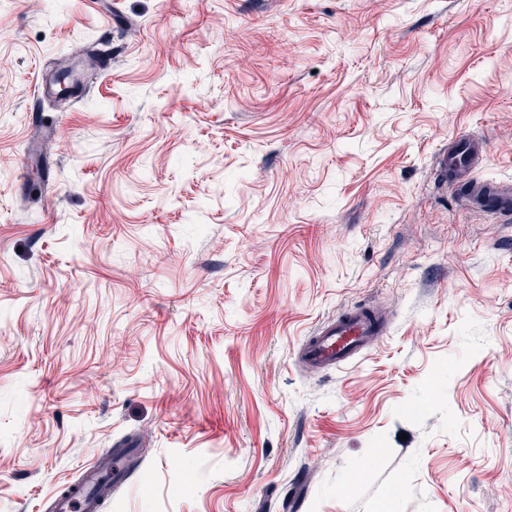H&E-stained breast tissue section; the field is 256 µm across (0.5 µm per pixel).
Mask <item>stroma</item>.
<instances>
[{"label":"stroma","instance_id":"1","mask_svg":"<svg viewBox=\"0 0 512 512\" xmlns=\"http://www.w3.org/2000/svg\"><path fill=\"white\" fill-rule=\"evenodd\" d=\"M461 134L512 179V0H0V512L127 437L100 512H512V227L435 182ZM358 305L387 336L300 368Z\"/></svg>","mask_w":512,"mask_h":512}]
</instances>
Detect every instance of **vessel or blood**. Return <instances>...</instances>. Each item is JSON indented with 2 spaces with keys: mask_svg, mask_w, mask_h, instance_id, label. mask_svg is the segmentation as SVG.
I'll use <instances>...</instances> for the list:
<instances>
[{
  "mask_svg": "<svg viewBox=\"0 0 512 512\" xmlns=\"http://www.w3.org/2000/svg\"><path fill=\"white\" fill-rule=\"evenodd\" d=\"M486 153L483 141L460 136L454 138L443 152L435 173L441 178L468 182L474 168ZM469 205L512 219V181H485L467 197ZM387 330L378 310L354 307L325 320L299 347L296 360L312 370L344 367L354 361L368 345L378 343ZM108 457L95 459L82 471L79 482L55 491L52 497L54 512H99V499L90 489L96 485L102 470L112 468Z\"/></svg>",
  "mask_w": 512,
  "mask_h": 512,
  "instance_id": "obj_1",
  "label": "vessel or blood"
}]
</instances>
